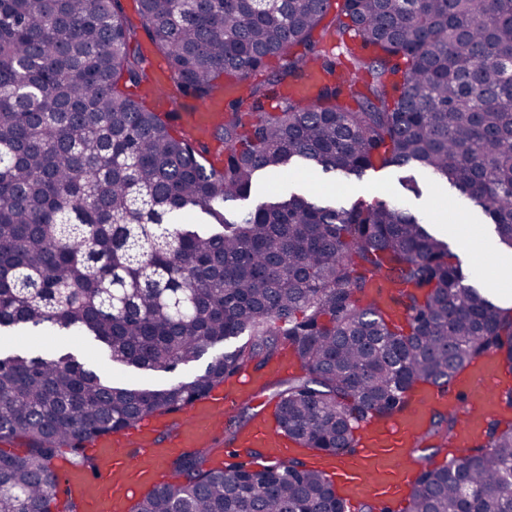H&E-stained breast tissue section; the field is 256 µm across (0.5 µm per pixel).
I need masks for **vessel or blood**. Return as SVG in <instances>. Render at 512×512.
Instances as JSON below:
<instances>
[{
    "label": "vessel or blood",
    "instance_id": "vessel-or-blood-1",
    "mask_svg": "<svg viewBox=\"0 0 512 512\" xmlns=\"http://www.w3.org/2000/svg\"><path fill=\"white\" fill-rule=\"evenodd\" d=\"M288 364V356H281L262 370L239 373L226 387L215 388L185 413L147 417L121 432L96 438L90 448L96 471L88 473L60 463L56 495L78 500L82 512H126L128 504L144 490L171 477L170 462L184 452L202 450L210 452L212 458H223L224 451L216 447L214 439L225 415L237 401L253 397L265 378L287 370ZM511 383L498 359L481 357L448 387L421 386L406 412L364 428L360 448L324 464L351 512H357L368 499L388 507L410 495L415 480L410 451L432 411L466 406L451 450L453 456H461L484 434L489 421L501 416L500 391ZM239 444L257 449L264 461L285 459L296 452L294 444L265 419L251 423Z\"/></svg>",
    "mask_w": 512,
    "mask_h": 512
}]
</instances>
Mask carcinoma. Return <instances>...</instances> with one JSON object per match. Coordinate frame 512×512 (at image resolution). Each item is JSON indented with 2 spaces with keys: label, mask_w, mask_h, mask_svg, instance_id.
<instances>
[{
  "label": "carcinoma",
  "mask_w": 512,
  "mask_h": 512,
  "mask_svg": "<svg viewBox=\"0 0 512 512\" xmlns=\"http://www.w3.org/2000/svg\"><path fill=\"white\" fill-rule=\"evenodd\" d=\"M0 0V327L87 333L118 364L171 372L247 335L201 374L160 389L104 380L69 357L0 358V512H51L54 460L144 417L179 412L288 344L301 374L268 380L277 431L312 452L252 470L184 453L177 482L130 512H345L318 457L351 453L358 423L392 418L417 386L485 355L512 367V306L467 282L457 256L396 202L278 195L233 220L260 171L301 159L360 175L417 163L480 206L512 250V0ZM151 38L168 78L205 104L239 87L209 136L155 112ZM284 63L262 83L249 75ZM310 104L284 97L314 64ZM407 312L394 327L376 283ZM462 409L436 413L421 451L453 445ZM401 512H512V425L441 467L415 454Z\"/></svg>",
  "instance_id": "obj_1"
}]
</instances>
